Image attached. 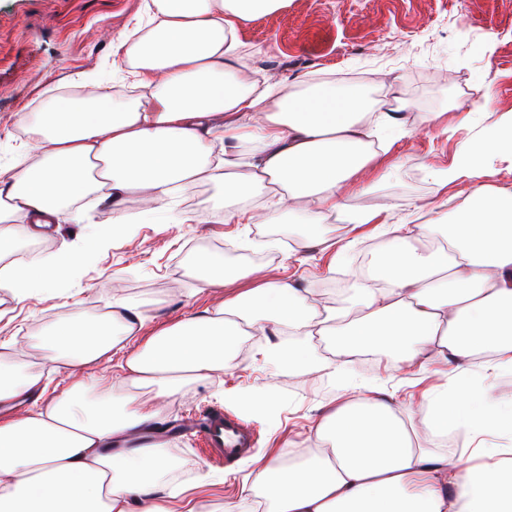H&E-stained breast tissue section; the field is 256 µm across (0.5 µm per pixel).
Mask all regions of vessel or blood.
<instances>
[{"label": "vessel or blood", "mask_w": 512, "mask_h": 512, "mask_svg": "<svg viewBox=\"0 0 512 512\" xmlns=\"http://www.w3.org/2000/svg\"><path fill=\"white\" fill-rule=\"evenodd\" d=\"M189 428L197 435V451L203 460L220 462L248 455L255 445L254 432L242 422L215 408Z\"/></svg>", "instance_id": "1"}]
</instances>
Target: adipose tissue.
I'll return each instance as SVG.
<instances>
[{
  "label": "adipose tissue",
  "mask_w": 512,
  "mask_h": 512,
  "mask_svg": "<svg viewBox=\"0 0 512 512\" xmlns=\"http://www.w3.org/2000/svg\"><path fill=\"white\" fill-rule=\"evenodd\" d=\"M288 0H146L116 50L132 74L131 91H62L22 123L36 153L21 150L0 166V289L26 300L64 279L84 253L65 246L50 261L12 256L34 228L94 201L111 221L124 203L144 213L193 184L225 199L269 193L294 214L343 209L365 172L387 154L370 147L374 100L334 82L274 90L241 68L238 27L287 8ZM512 161V113L479 150L463 152L444 183L472 182L468 204L447 226L445 243L426 252L417 224L388 241L355 299L310 301L292 284L263 279L224 296L228 280L211 254L195 266L219 301L204 313L143 332L140 304L113 300L102 320L60 317L40 338L46 359L71 379L49 396L42 369L23 363L15 342L0 343V512H171L173 459L155 433L158 401L224 370L255 328L287 324L292 340L275 349L290 372L322 365L312 336L337 349H382L396 363L425 366L448 357L458 370L450 390L428 397L422 421L413 405L361 395L333 407L317 445L292 466L253 459L237 512H512V458L471 465L427 448L422 431L512 434V403L491 397L482 380L512 369V191L492 188L494 159ZM117 364L126 393L87 398L81 376ZM25 414H14L17 404Z\"/></svg>",
  "instance_id": "adipose-tissue-1"
}]
</instances>
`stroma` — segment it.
I'll list each match as a JSON object with an SVG mask.
<instances>
[{"label":"stroma","instance_id":"obj_1","mask_svg":"<svg viewBox=\"0 0 512 512\" xmlns=\"http://www.w3.org/2000/svg\"><path fill=\"white\" fill-rule=\"evenodd\" d=\"M145 0H0V164H8L26 141L20 118L82 76L112 88L115 40L142 14ZM239 64L267 84L282 87L316 76L344 86L365 85L380 92L378 109L398 110L402 125L382 128L376 140L387 148L391 167L363 176L366 193L350 197L346 211L321 224L280 213L265 218V197L238 202L248 220L227 222L214 188L201 186L195 200L178 196L164 212L143 216L138 199L124 205L127 221L114 228L105 245L81 262L75 274L25 302L0 293V341L29 342L30 360L41 352L34 337L48 332L60 311L78 321L99 319L113 295L141 303L145 331L195 316L216 304L191 264L202 253L223 256L229 268L248 266L258 277H277L318 297L330 284L338 305L353 298L355 257H375L400 224L442 222L448 209L467 202L466 184L442 185L441 170L512 110V0H289L285 10L242 23ZM447 120L434 124V113ZM382 212L381 232L371 225H346L348 213ZM198 220L180 223L182 211ZM110 216L105 206L61 214L49 235L37 239L41 260L61 245L82 248ZM288 338L262 331L259 343L240 353L238 366L197 381L169 399L163 415L174 422L212 407L223 408L257 431V454H284L315 445V428L333 406L351 399L330 377L342 369L356 383L384 391L394 401L422 402L447 388L453 366L430 358L425 367L398 368L381 351H336L325 337L316 344L323 370L292 374L267 350ZM271 392L276 412L262 418L244 413L233 393ZM168 450L193 475L176 481L174 512L186 500L203 512H224L249 483L245 462L205 464L193 438L173 437Z\"/></svg>","mask_w":512,"mask_h":512}]
</instances>
